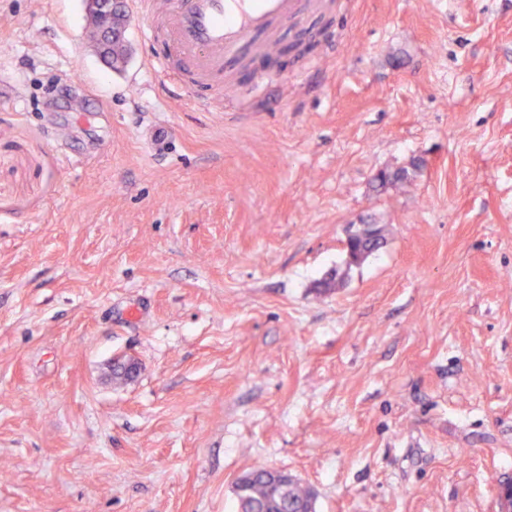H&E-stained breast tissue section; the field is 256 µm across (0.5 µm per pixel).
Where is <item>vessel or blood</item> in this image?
<instances>
[{"label": "vessel or blood", "mask_w": 512, "mask_h": 512, "mask_svg": "<svg viewBox=\"0 0 512 512\" xmlns=\"http://www.w3.org/2000/svg\"><path fill=\"white\" fill-rule=\"evenodd\" d=\"M317 0H135L146 19L145 43H153L156 28L166 32L167 53H149L148 64L164 74L174 91L184 90L182 72L196 84L223 85L229 64L239 59L245 45L261 39L272 50L275 24L298 15ZM143 138L153 153H168L172 132L164 125L147 128Z\"/></svg>", "instance_id": "1"}]
</instances>
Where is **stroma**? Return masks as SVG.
<instances>
[{"label": "stroma", "mask_w": 512, "mask_h": 512, "mask_svg": "<svg viewBox=\"0 0 512 512\" xmlns=\"http://www.w3.org/2000/svg\"><path fill=\"white\" fill-rule=\"evenodd\" d=\"M88 22L0 0V512H234L257 467L316 512H498L512 0L302 10L273 37L318 44L233 70L207 112L145 65L142 14L119 73ZM359 224L387 242L350 266ZM172 136V131L167 126L155 124L144 131L143 139L147 143L149 151L155 154H168Z\"/></svg>", "instance_id": "1"}]
</instances>
